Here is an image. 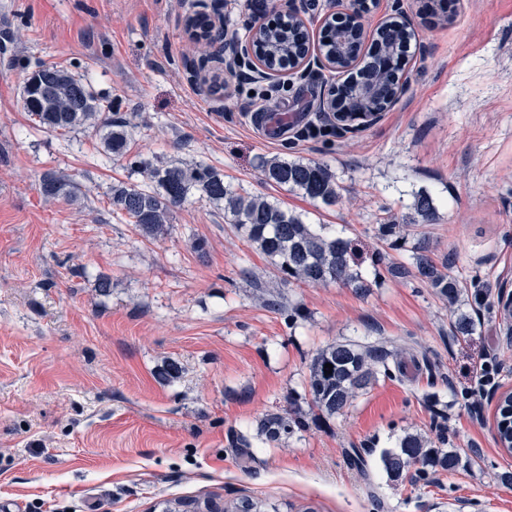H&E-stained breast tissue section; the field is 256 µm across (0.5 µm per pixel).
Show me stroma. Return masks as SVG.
Returning a JSON list of instances; mask_svg holds the SVG:
<instances>
[{"label":"stroma","mask_w":512,"mask_h":512,"mask_svg":"<svg viewBox=\"0 0 512 512\" xmlns=\"http://www.w3.org/2000/svg\"><path fill=\"white\" fill-rule=\"evenodd\" d=\"M350 7L227 0L225 29L243 44L254 25L292 14L315 44ZM199 10L197 0H0V506L163 512L168 500L249 497L264 512H512V485L498 479L512 454L495 431L497 399L512 391V318L499 304L512 291V0H375L367 41L406 18L414 52L398 101L353 131L323 108L341 71L247 78L251 56L212 89L196 64L213 48L186 27ZM44 65L130 123L124 156H106L93 130L34 123L24 92ZM273 111L296 120L268 141L253 119ZM276 156L327 165L340 201L267 183L258 161ZM141 158L213 167L237 192L328 225L351 240L370 290L283 281L205 198L173 208L164 236L144 237L108 200L117 181L148 188ZM47 171L73 181L74 198L44 195ZM420 192L434 221L407 227L402 244L381 239L379 225L401 223ZM422 237L468 290L470 334L432 288L388 270L412 264ZM271 296L283 311L265 306ZM345 339L402 345L421 362L380 378L344 415L321 416L309 367ZM170 359L183 373L164 383L156 373ZM486 361L495 370L482 387ZM285 409L305 423L286 443L232 448ZM416 432L480 455L394 486L377 451Z\"/></svg>","instance_id":"35a3bbf8"}]
</instances>
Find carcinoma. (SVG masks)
<instances>
[{
	"label": "carcinoma",
	"instance_id": "cac0c4a2",
	"mask_svg": "<svg viewBox=\"0 0 512 512\" xmlns=\"http://www.w3.org/2000/svg\"><path fill=\"white\" fill-rule=\"evenodd\" d=\"M326 26L320 50L325 57L332 58L337 52L336 30L330 21ZM376 35L380 54L391 58L400 44L414 37V31L399 22L380 26ZM253 46L264 65L279 71L299 63L301 55L309 50V37L304 23L290 17L278 25H258ZM360 84L372 88L374 96L360 98L355 95V88L347 89L345 106L351 112L382 109L387 98L395 93L393 72L379 62ZM24 108L36 122L54 131L92 124L99 129L106 152L121 156L126 152L130 137L127 123L112 118L109 112L99 111L98 98L61 70L44 66L32 75L25 91ZM133 165L143 169L156 189L146 191L119 182L109 189V203L131 218L144 236L155 238L163 234L171 209L184 204L197 191L210 200L224 202L231 221L263 253L277 260L285 277L308 284L368 287L355 269L350 241L329 234L325 225L307 224L301 216L285 212L264 197L239 195L224 184L223 175L205 165L154 166L138 160ZM260 168L265 181L299 190L325 206L336 205L340 198L336 174L318 161L273 157L262 160ZM40 184L42 192L50 197L69 199L75 193L71 181L52 172L44 173ZM413 210L411 224L432 223L436 213L433 197L428 193L416 195ZM427 251L425 241L416 247L414 269L398 265L391 268V273L418 278L448 304H455L461 295L459 280L442 272ZM406 355V350L383 343L364 346L340 341L327 345L316 353L310 365L308 390L314 406L329 416L345 413L358 395L379 381V375L386 376L393 368L403 372ZM327 363L333 365L330 374L325 368ZM301 426L302 422L288 411L272 412L259 421L256 436L264 444L278 445ZM379 464L388 481L395 484L408 473L417 482L428 480L432 469L455 471L462 466V457L456 450L433 448L423 436L408 433L396 447L380 450ZM262 508L258 501L241 498L225 504L224 512H262Z\"/></svg>",
	"mask_w": 512,
	"mask_h": 512
}]
</instances>
